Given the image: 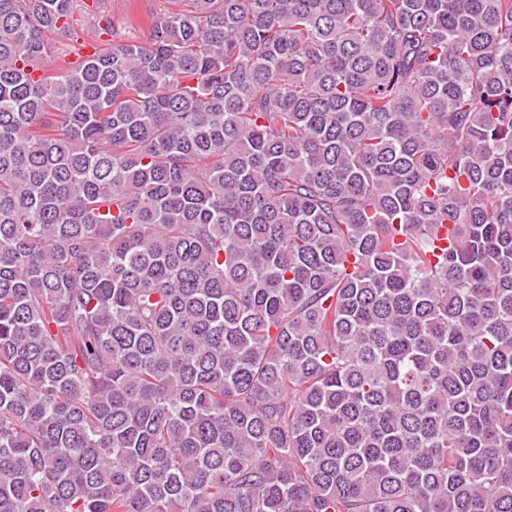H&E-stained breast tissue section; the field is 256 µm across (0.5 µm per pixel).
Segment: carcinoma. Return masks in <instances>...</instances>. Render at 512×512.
Listing matches in <instances>:
<instances>
[{
	"mask_svg": "<svg viewBox=\"0 0 512 512\" xmlns=\"http://www.w3.org/2000/svg\"><path fill=\"white\" fill-rule=\"evenodd\" d=\"M73 2L0 0V512H512V0ZM96 11L87 10L92 0H76L70 25L79 42H95L99 16L114 23L124 39L145 43L152 35V18L167 6L165 0H97Z\"/></svg>",
	"mask_w": 512,
	"mask_h": 512,
	"instance_id": "1",
	"label": "carcinoma"
}]
</instances>
